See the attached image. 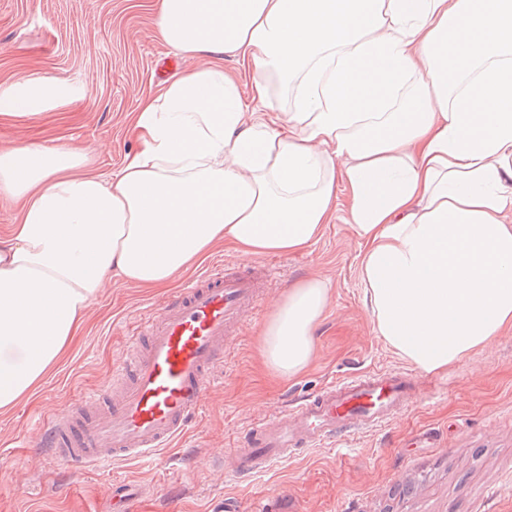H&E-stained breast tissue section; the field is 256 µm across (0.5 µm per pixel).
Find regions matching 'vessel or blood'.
Instances as JSON below:
<instances>
[{"instance_id": "1", "label": "vessel or blood", "mask_w": 512, "mask_h": 512, "mask_svg": "<svg viewBox=\"0 0 512 512\" xmlns=\"http://www.w3.org/2000/svg\"><path fill=\"white\" fill-rule=\"evenodd\" d=\"M266 297L251 269L216 266L189 280L140 320L106 388L53 419L42 443L68 465L99 469L170 447L199 413L230 340ZM411 390L384 371L331 384L286 417L257 423L233 473H264L299 449L381 428L408 407Z\"/></svg>"}]
</instances>
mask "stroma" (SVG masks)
Here are the masks:
<instances>
[{"label": "stroma", "instance_id": "1", "mask_svg": "<svg viewBox=\"0 0 512 512\" xmlns=\"http://www.w3.org/2000/svg\"><path fill=\"white\" fill-rule=\"evenodd\" d=\"M159 0H0V94L24 77L55 75L72 102L31 117L0 114V151L21 145L71 148L87 172L111 179L140 148L131 115L152 88L197 60L174 55L156 35ZM318 240L288 255L240 254L214 244L162 288L113 275L74 341L35 393L0 413V512H112V487L131 485L129 512H512V328L471 357L426 373L378 335L363 302L361 246L345 221L349 198ZM276 267L266 289L279 302L297 281L328 285L309 365L276 376L259 354L271 308L249 314L201 415L174 447L150 462L78 469L41 446L44 426L81 394L106 386L128 332L174 289L214 262ZM377 369L411 373L417 399L376 432L297 452L275 470L226 477L232 450L259 420L331 381Z\"/></svg>", "mask_w": 512, "mask_h": 512}]
</instances>
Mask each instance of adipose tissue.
Masks as SVG:
<instances>
[{
	"instance_id": "obj_1",
	"label": "adipose tissue",
	"mask_w": 512,
	"mask_h": 512,
	"mask_svg": "<svg viewBox=\"0 0 512 512\" xmlns=\"http://www.w3.org/2000/svg\"><path fill=\"white\" fill-rule=\"evenodd\" d=\"M155 28L208 63L140 106L141 148L113 180L72 149L0 152V192L23 201L0 241V413L55 366L108 276L161 287L221 239L302 250L342 182L364 301L399 356L439 371L512 327V0H160ZM67 96L57 76L24 78L0 108ZM326 305L316 278L278 303L272 370L307 366Z\"/></svg>"
}]
</instances>
